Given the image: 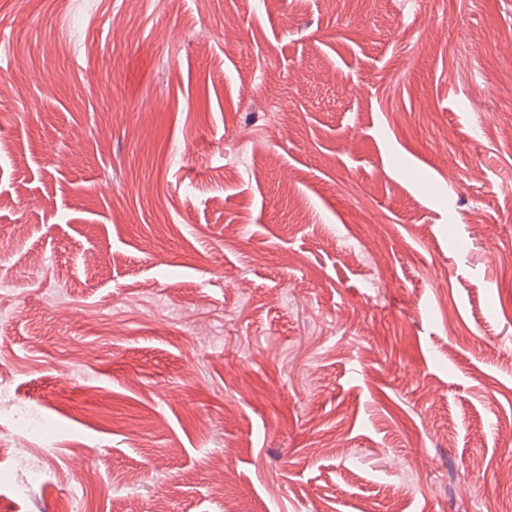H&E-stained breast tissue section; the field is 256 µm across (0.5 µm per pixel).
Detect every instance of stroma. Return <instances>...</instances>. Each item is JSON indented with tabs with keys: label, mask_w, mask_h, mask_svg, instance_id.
Returning <instances> with one entry per match:
<instances>
[{
	"label": "stroma",
	"mask_w": 512,
	"mask_h": 512,
	"mask_svg": "<svg viewBox=\"0 0 512 512\" xmlns=\"http://www.w3.org/2000/svg\"><path fill=\"white\" fill-rule=\"evenodd\" d=\"M21 413L0 512L512 507V0H0Z\"/></svg>",
	"instance_id": "obj_1"
}]
</instances>
